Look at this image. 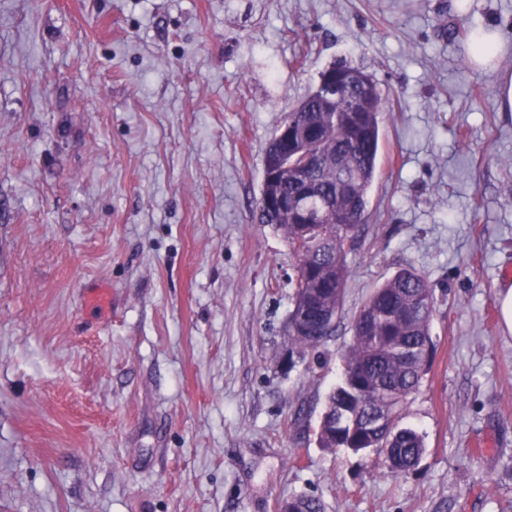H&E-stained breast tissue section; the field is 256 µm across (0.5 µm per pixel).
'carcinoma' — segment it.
<instances>
[{
    "instance_id": "obj_1",
    "label": "carcinoma",
    "mask_w": 512,
    "mask_h": 512,
    "mask_svg": "<svg viewBox=\"0 0 512 512\" xmlns=\"http://www.w3.org/2000/svg\"><path fill=\"white\" fill-rule=\"evenodd\" d=\"M372 96L369 110L355 127L343 122L344 101L331 104L310 92L278 124L292 120L324 125V138L311 149L325 161L313 165L305 182L293 171L277 181L263 180L260 196L275 192L294 206L259 221L288 241L297 263L299 284L288 317L291 347L301 353L323 346L336 330L349 278L347 254L366 222L367 193L379 151V116L384 101L377 84L366 77ZM319 216L302 224L297 211ZM435 301L426 278L404 268L374 288L352 323V341L343 358L339 382L326 398L317 440L322 448L374 453L393 475L414 470L425 452L423 437L400 426L407 400L421 385L435 353L430 325ZM287 512H323L315 498L296 496L284 502Z\"/></svg>"
}]
</instances>
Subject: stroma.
<instances>
[{
    "mask_svg": "<svg viewBox=\"0 0 512 512\" xmlns=\"http://www.w3.org/2000/svg\"><path fill=\"white\" fill-rule=\"evenodd\" d=\"M512 0H0V512H512ZM345 59L386 110L321 358L257 220L283 113ZM410 267L433 362L410 474L320 448L354 314ZM109 292L89 308L90 293ZM480 43L486 46V51L478 53L475 45ZM508 47L498 28L489 27L475 32L472 36L471 58L476 68L487 67V64L497 58Z\"/></svg>",
    "mask_w": 512,
    "mask_h": 512,
    "instance_id": "1",
    "label": "stroma"
}]
</instances>
